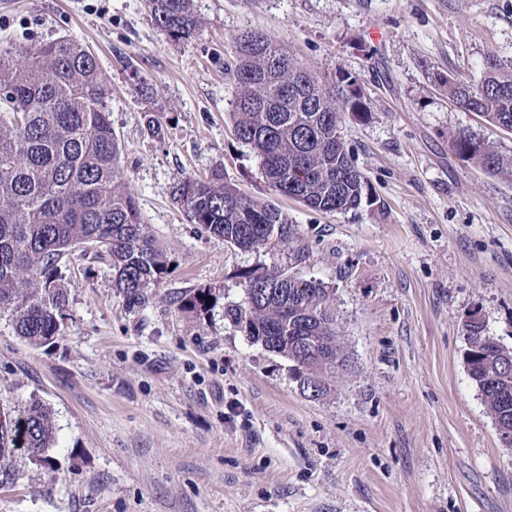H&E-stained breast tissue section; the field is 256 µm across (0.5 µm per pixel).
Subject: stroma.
Masks as SVG:
<instances>
[{
  "mask_svg": "<svg viewBox=\"0 0 512 512\" xmlns=\"http://www.w3.org/2000/svg\"><path fill=\"white\" fill-rule=\"evenodd\" d=\"M194 10L199 29L177 42L146 0H0V47L64 37L99 59L120 182L170 265L132 309L107 261H63L65 320L51 345L30 346L0 312V402L40 400L56 427L51 468L16 456L0 512H512V448L462 359L473 308L512 349V179L450 147L463 130L510 156L512 132L444 87L451 75L479 83L488 55L512 63V0H194ZM248 30L326 85L354 77L370 106L344 116L342 136L375 202L330 214L282 200L300 261L203 232L173 198L180 179L217 167L247 194L273 196L230 120L237 88L225 66ZM257 268L334 291L350 365L320 399L224 315ZM197 288L217 302L179 309Z\"/></svg>",
  "mask_w": 512,
  "mask_h": 512,
  "instance_id": "obj_1",
  "label": "stroma"
}]
</instances>
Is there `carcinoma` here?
Returning <instances> with one entry per match:
<instances>
[{"label": "carcinoma", "instance_id": "1", "mask_svg": "<svg viewBox=\"0 0 512 512\" xmlns=\"http://www.w3.org/2000/svg\"><path fill=\"white\" fill-rule=\"evenodd\" d=\"M154 25L167 37L190 39L200 26L193 0H147ZM24 62L0 68V311L13 315L15 333L32 345L60 335L66 295L56 279L61 261L75 252L104 259L114 287L127 304L140 307L158 286L167 261L141 220L136 197L120 189V149L105 106L109 88L96 56L70 39L32 44ZM232 76L239 93L231 112L234 135L261 157L270 190L322 213L358 210L368 198L364 173L341 135L343 115L365 113L369 103L349 77L323 85L316 72L297 61L263 32L236 42ZM448 97L489 123L512 131V65L496 55L483 61L476 86L448 77ZM454 154L490 173L512 175V160L465 132L451 141ZM175 199L192 221L224 241L251 249L263 245V228L276 224L279 245L304 256L288 214L274 201H259L224 180L215 169L187 177ZM251 296L225 309V316L254 344L288 357L298 381L336 372V347L310 346L305 336L336 335L330 291L309 279L249 273ZM311 288L321 305L308 313L297 301ZM217 300L201 289L180 297L179 308L202 313ZM494 368L478 364L472 383L494 416L508 410L512 380L486 387ZM55 442L50 412L33 401L0 419V481L13 480L4 467L15 454L51 467Z\"/></svg>", "mask_w": 512, "mask_h": 512}]
</instances>
